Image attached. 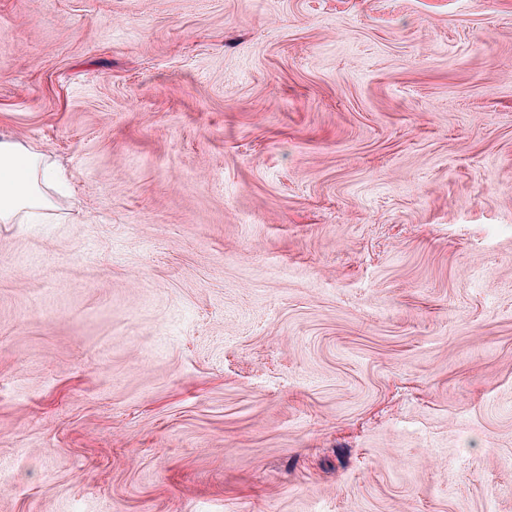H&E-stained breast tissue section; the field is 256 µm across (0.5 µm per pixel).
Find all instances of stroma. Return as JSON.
I'll return each instance as SVG.
<instances>
[{
	"instance_id": "35a3bbf8",
	"label": "stroma",
	"mask_w": 512,
	"mask_h": 512,
	"mask_svg": "<svg viewBox=\"0 0 512 512\" xmlns=\"http://www.w3.org/2000/svg\"><path fill=\"white\" fill-rule=\"evenodd\" d=\"M0 512H512V0H0ZM60 175L38 146L0 134V224H46Z\"/></svg>"
}]
</instances>
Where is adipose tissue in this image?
<instances>
[{"instance_id":"adipose-tissue-1","label":"adipose tissue","mask_w":512,"mask_h":512,"mask_svg":"<svg viewBox=\"0 0 512 512\" xmlns=\"http://www.w3.org/2000/svg\"><path fill=\"white\" fill-rule=\"evenodd\" d=\"M60 182L54 162L38 146L0 134V224H42L55 211Z\"/></svg>"}]
</instances>
